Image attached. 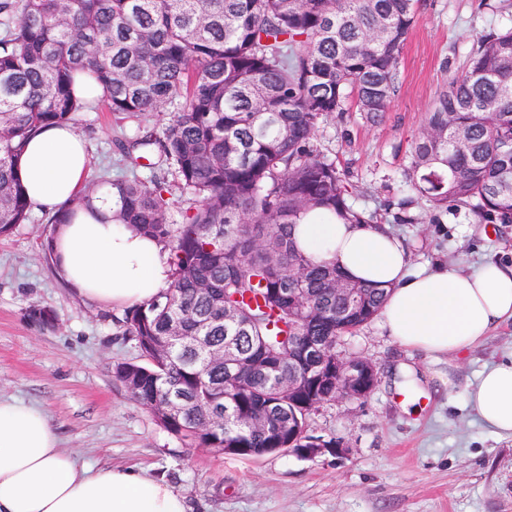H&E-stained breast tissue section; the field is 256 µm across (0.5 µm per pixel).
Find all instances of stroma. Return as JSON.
Wrapping results in <instances>:
<instances>
[{"label": "stroma", "mask_w": 512, "mask_h": 512, "mask_svg": "<svg viewBox=\"0 0 512 512\" xmlns=\"http://www.w3.org/2000/svg\"><path fill=\"white\" fill-rule=\"evenodd\" d=\"M418 7L384 121L340 113L320 124L315 143L348 172L353 203L382 210L413 266L512 263V224L479 223L466 208L427 223L403 177L444 68L459 66L490 28L512 26V0H420ZM159 122L98 105L79 113L75 126L91 147L88 186L124 174L117 139ZM404 215L413 223H401ZM53 228L51 214L34 208L0 236V396L40 406L61 448L80 463L146 471L183 494L189 512H512V438L493 434L464 398L485 366L512 353L511 322L452 363L405 350L374 319L347 337L345 349L377 366L376 387L367 398L321 406L309 421L310 435L341 441L345 455H221L185 447L115 379L113 366L139 355L122 334L124 312L64 287L46 246ZM35 305L52 309L55 324L34 320Z\"/></svg>", "instance_id": "1"}]
</instances>
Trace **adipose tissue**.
I'll return each instance as SVG.
<instances>
[{
    "mask_svg": "<svg viewBox=\"0 0 512 512\" xmlns=\"http://www.w3.org/2000/svg\"><path fill=\"white\" fill-rule=\"evenodd\" d=\"M90 148L73 125L42 128L20 159L29 203L59 219L47 247L59 277L99 306L131 308L171 282L170 252L121 223L108 197L88 196ZM300 252L348 280L386 289L380 311L403 348L456 358L512 321V264L412 268L381 224H347L315 209L295 228ZM482 422L512 437V356L485 368L467 393ZM0 512H188L168 483L133 470L78 464L39 406L0 398Z\"/></svg>",
    "mask_w": 512,
    "mask_h": 512,
    "instance_id": "ef3b65f1",
    "label": "adipose tissue"
}]
</instances>
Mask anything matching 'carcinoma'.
<instances>
[{
  "label": "carcinoma",
  "instance_id": "carcinoma-1",
  "mask_svg": "<svg viewBox=\"0 0 512 512\" xmlns=\"http://www.w3.org/2000/svg\"><path fill=\"white\" fill-rule=\"evenodd\" d=\"M418 0H0V235L28 220L19 159L38 129L86 109L75 78L105 89L103 107L141 116L167 113L159 132L137 128L117 143L133 168L156 154L189 200L182 222L157 177H116L97 189L119 217L170 251L169 288L132 307L124 335L141 361L115 378L189 448L258 458L307 448L308 420L336 400L307 380L290 397L273 386L301 342H334L369 323L384 291L344 279L297 249L295 225L322 208L355 224L376 213L349 201L352 184L314 144L320 123L356 111L378 124L400 85V64ZM429 222L469 208L482 221L512 224V28L490 30L467 64L447 74L412 143L405 170ZM356 289L344 313L330 284ZM237 321L224 320V308ZM179 322L205 346L158 345ZM227 340L265 356L230 375L205 348ZM184 397L165 421L171 393ZM263 417L267 427L242 424Z\"/></svg>",
  "mask_w": 512,
  "mask_h": 512
}]
</instances>
